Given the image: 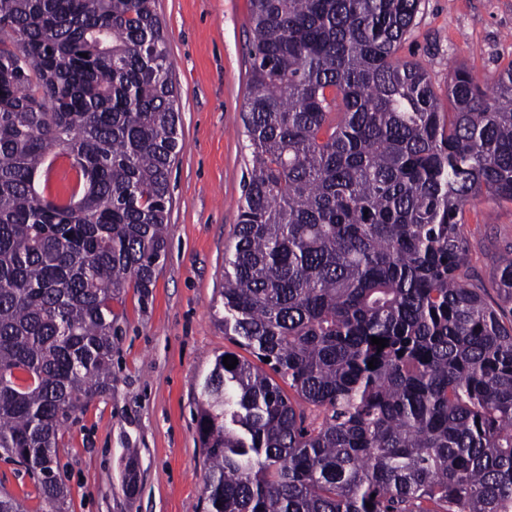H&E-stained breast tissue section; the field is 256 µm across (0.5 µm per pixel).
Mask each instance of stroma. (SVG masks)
Here are the masks:
<instances>
[{"label": "stroma", "instance_id": "obj_1", "mask_svg": "<svg viewBox=\"0 0 512 512\" xmlns=\"http://www.w3.org/2000/svg\"><path fill=\"white\" fill-rule=\"evenodd\" d=\"M179 90L182 150L170 177L168 251L152 298L127 292L112 389L59 434L55 472L64 512H203L207 469L196 435L201 384L224 336V255L233 242L251 154L242 109L249 91L250 0H156ZM400 58L421 63L440 107L452 67L493 83L512 65V0H422ZM472 283L492 288L512 247V203L465 210ZM0 484L29 512H50L32 480L0 458Z\"/></svg>", "mask_w": 512, "mask_h": 512}]
</instances>
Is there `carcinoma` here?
<instances>
[{"label": "carcinoma", "instance_id": "obj_1", "mask_svg": "<svg viewBox=\"0 0 512 512\" xmlns=\"http://www.w3.org/2000/svg\"><path fill=\"white\" fill-rule=\"evenodd\" d=\"M251 3L222 296L258 363L203 382L206 512H512V252L490 302L463 233L470 202L512 203V66L489 90L455 67L449 121L397 55L421 0ZM176 98L155 0H0V453L54 512L113 303L148 304L166 255ZM60 157L65 200L36 189ZM0 512L27 509L1 489Z\"/></svg>", "mask_w": 512, "mask_h": 512}]
</instances>
